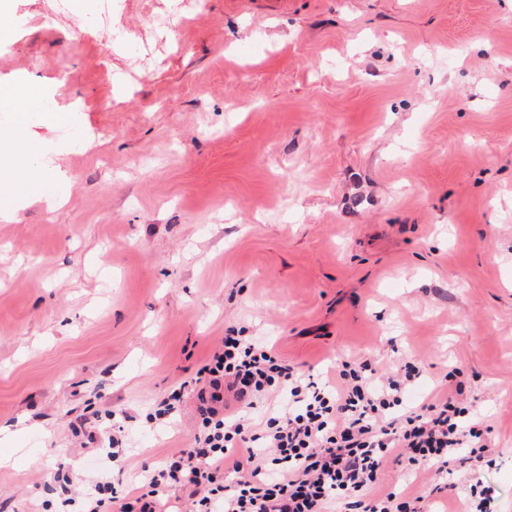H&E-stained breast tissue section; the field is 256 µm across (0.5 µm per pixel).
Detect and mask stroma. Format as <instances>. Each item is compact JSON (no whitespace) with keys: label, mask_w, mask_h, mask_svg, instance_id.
I'll return each instance as SVG.
<instances>
[{"label":"stroma","mask_w":512,"mask_h":512,"mask_svg":"<svg viewBox=\"0 0 512 512\" xmlns=\"http://www.w3.org/2000/svg\"><path fill=\"white\" fill-rule=\"evenodd\" d=\"M7 0L0 153L46 170L0 213V512H59L104 462L79 419L125 427L118 491L193 444L192 398L148 423L227 328L320 382L341 362L460 388L479 468L386 466L377 496L512 512V0H112V26Z\"/></svg>","instance_id":"stroma-1"}]
</instances>
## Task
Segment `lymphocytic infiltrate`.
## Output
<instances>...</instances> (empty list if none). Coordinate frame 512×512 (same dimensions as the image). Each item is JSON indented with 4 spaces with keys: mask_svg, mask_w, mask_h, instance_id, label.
I'll list each match as a JSON object with an SVG mask.
<instances>
[{
    "mask_svg": "<svg viewBox=\"0 0 512 512\" xmlns=\"http://www.w3.org/2000/svg\"><path fill=\"white\" fill-rule=\"evenodd\" d=\"M422 373L411 363L380 374L345 362L331 388L228 328L189 382L200 420L193 445L124 495L112 494L108 478L90 481L78 495L81 512H158L159 493L170 490L186 494L192 512L217 503L223 512H331L338 503L346 512H418L412 494L370 496L386 463L443 472L463 455L479 462L489 435L453 395L407 407ZM273 393L281 404L254 431L247 412ZM270 465L278 477H265Z\"/></svg>",
    "mask_w": 512,
    "mask_h": 512,
    "instance_id": "lymphocytic-infiltrate-1",
    "label": "lymphocytic infiltrate"
}]
</instances>
